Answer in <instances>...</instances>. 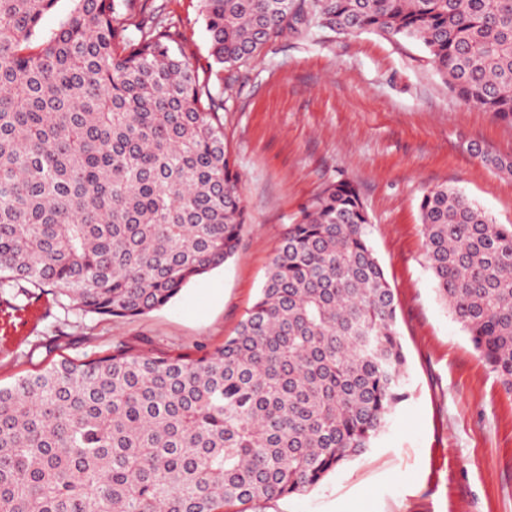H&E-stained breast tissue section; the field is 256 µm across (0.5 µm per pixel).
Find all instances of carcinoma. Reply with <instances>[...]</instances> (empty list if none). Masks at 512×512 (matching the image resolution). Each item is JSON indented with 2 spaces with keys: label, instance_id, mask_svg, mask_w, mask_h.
<instances>
[{
  "label": "carcinoma",
  "instance_id": "1",
  "mask_svg": "<svg viewBox=\"0 0 512 512\" xmlns=\"http://www.w3.org/2000/svg\"><path fill=\"white\" fill-rule=\"evenodd\" d=\"M0 0V288L128 318L230 261L246 212L224 100L136 0ZM242 64L310 14L421 42L462 102L512 120V0H199ZM440 300L512 393V224L448 187L420 201ZM354 186L286 226L260 293L200 354L119 344L0 386V512H223L301 494L361 455L406 394L395 297ZM74 7L71 0H58L55 7L44 15L40 23L42 35L48 36L57 30L60 24L69 16Z\"/></svg>",
  "mask_w": 512,
  "mask_h": 512
}]
</instances>
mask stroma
<instances>
[{"label":"stroma","instance_id":"1","mask_svg":"<svg viewBox=\"0 0 512 512\" xmlns=\"http://www.w3.org/2000/svg\"><path fill=\"white\" fill-rule=\"evenodd\" d=\"M140 4L129 27L165 9L191 63L209 78L198 0ZM209 80L224 99V141L247 212L235 257L135 318L82 314L48 287L0 288V384L118 343L184 352L222 346L252 306L285 226L343 178L360 192L394 291L408 397L366 453L317 487L249 512H512V395L438 300L419 210L423 194L443 185L496 223L512 224V175L471 151L512 159V122L460 102L421 43L308 18Z\"/></svg>","mask_w":512,"mask_h":512}]
</instances>
